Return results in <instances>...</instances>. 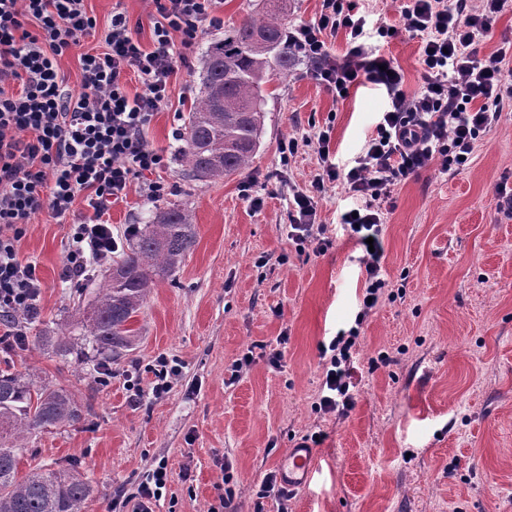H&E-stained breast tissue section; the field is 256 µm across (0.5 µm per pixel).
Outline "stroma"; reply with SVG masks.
I'll use <instances>...</instances> for the list:
<instances>
[{
  "label": "stroma",
  "instance_id": "1",
  "mask_svg": "<svg viewBox=\"0 0 512 512\" xmlns=\"http://www.w3.org/2000/svg\"><path fill=\"white\" fill-rule=\"evenodd\" d=\"M86 5L101 26L124 11L134 36L151 47L148 0ZM357 5L369 23L397 27L380 51L416 89L420 42L399 30L394 0ZM265 9L264 0H223V25L204 28L168 107L145 132L165 159L169 191L155 200L135 191L111 210L119 253L132 247V226L171 204L190 212L197 242L152 288L110 381H101L94 362L45 342L67 330L90 350L79 320L105 267L66 277L68 224L43 215L26 226L19 256L38 266L40 316L24 346L0 344V369L64 388L86 411L72 426L27 434L18 471L77 469L95 487L86 512H132L141 483L163 464L168 481L155 512H254L255 486L278 471L288 448L320 432L317 471L288 512H512V220H498L494 199L496 184L512 178V113L482 137L460 173L434 165L395 188L382 269L401 292L356 324L361 251L340 222L356 201L342 183L331 184L320 220L332 245L320 255L299 249L288 237L291 200L310 187L321 160L314 146L300 144L281 162L280 145L328 126L332 155L347 163L386 108L385 88L364 84L340 99L295 66L265 85L260 145L247 168L218 181L182 176L173 133L200 93L203 56L225 28ZM254 197L261 207L251 206ZM354 328L357 392L339 419L314 408L321 347ZM249 352L253 362L240 367ZM160 358L173 375L171 390L157 397ZM135 387L143 392L136 403ZM226 475L236 492L228 509Z\"/></svg>",
  "mask_w": 512,
  "mask_h": 512
}]
</instances>
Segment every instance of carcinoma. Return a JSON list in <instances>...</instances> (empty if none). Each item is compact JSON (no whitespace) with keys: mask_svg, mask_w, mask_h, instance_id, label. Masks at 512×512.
Segmentation results:
<instances>
[{"mask_svg":"<svg viewBox=\"0 0 512 512\" xmlns=\"http://www.w3.org/2000/svg\"><path fill=\"white\" fill-rule=\"evenodd\" d=\"M287 36L288 16L269 9L224 30V38L209 45L201 95L181 134L185 176L220 180L252 162L264 121V84L295 64ZM195 243L191 216L176 205L135 231L130 254L112 266L86 325L98 365L131 346L135 330L129 322L146 301L153 277L176 268ZM81 418V407L67 391L35 388L27 374L0 370V512H84L94 493L91 481L65 469L39 468L20 478L16 453L25 432L71 426Z\"/></svg>","mask_w":512,"mask_h":512,"instance_id":"cac0c4a2","label":"carcinoma"}]
</instances>
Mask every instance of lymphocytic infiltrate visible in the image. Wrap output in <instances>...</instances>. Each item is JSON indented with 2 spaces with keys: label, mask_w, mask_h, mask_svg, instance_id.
Wrapping results in <instances>:
<instances>
[{
  "label": "lymphocytic infiltrate",
  "mask_w": 512,
  "mask_h": 512,
  "mask_svg": "<svg viewBox=\"0 0 512 512\" xmlns=\"http://www.w3.org/2000/svg\"><path fill=\"white\" fill-rule=\"evenodd\" d=\"M158 14L153 42L143 48L123 12H113L99 46L85 49L97 20L85 0H0V334L24 340L39 311L42 282L37 266L19 258L25 225L42 213L70 219L66 276L84 275L90 264L111 261L116 249L107 217L131 190L158 198L168 189L157 179L164 157L144 133L167 107L172 77L188 66L185 49L204 25L218 26L221 0H151ZM512 0H399L400 22L420 41L417 89L408 90L403 69L364 43L367 20L355 0H321L318 19L295 26L289 47L307 65L306 76L336 92H349L360 80L383 86L388 105L361 154L340 172L330 154V129L316 145L323 163L310 190L293 196L289 235L314 252L329 239L315 230L319 204L328 184L344 180L360 205L344 213L358 245L372 243L360 257L364 300L356 316L364 319L388 300L382 274L380 240L383 205L395 187L419 171L440 165L455 173L471 158L481 136L512 107V43L489 56L480 47ZM345 33L347 51L336 57L329 38ZM183 37L177 51L174 34ZM78 51L79 90H72L59 57ZM136 73L140 92L126 89ZM83 200L89 214L76 216ZM352 340L329 343L318 408L346 413L356 373Z\"/></svg>",
  "instance_id": "1"
}]
</instances>
